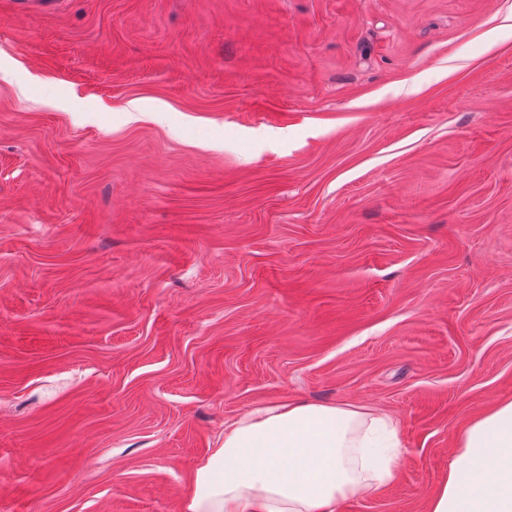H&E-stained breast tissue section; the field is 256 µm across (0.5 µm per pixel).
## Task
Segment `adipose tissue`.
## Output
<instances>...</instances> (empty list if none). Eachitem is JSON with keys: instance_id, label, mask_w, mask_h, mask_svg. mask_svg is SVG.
Here are the masks:
<instances>
[{"instance_id": "1", "label": "adipose tissue", "mask_w": 512, "mask_h": 512, "mask_svg": "<svg viewBox=\"0 0 512 512\" xmlns=\"http://www.w3.org/2000/svg\"><path fill=\"white\" fill-rule=\"evenodd\" d=\"M399 458L389 415L348 403L263 404L225 427L181 512H338L391 486ZM429 512H512V398L457 432Z\"/></svg>"}]
</instances>
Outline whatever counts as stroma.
<instances>
[{"mask_svg": "<svg viewBox=\"0 0 512 512\" xmlns=\"http://www.w3.org/2000/svg\"><path fill=\"white\" fill-rule=\"evenodd\" d=\"M510 14L0 0V512H179L277 400L394 417L339 512H428L512 398Z\"/></svg>", "mask_w": 512, "mask_h": 512, "instance_id": "obj_1", "label": "stroma"}]
</instances>
